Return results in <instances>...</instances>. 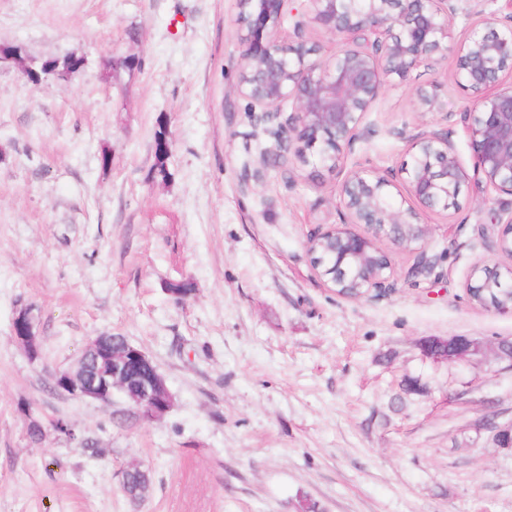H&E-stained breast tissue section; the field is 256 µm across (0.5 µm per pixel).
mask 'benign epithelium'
I'll list each match as a JSON object with an SVG mask.
<instances>
[{"mask_svg": "<svg viewBox=\"0 0 512 512\" xmlns=\"http://www.w3.org/2000/svg\"><path fill=\"white\" fill-rule=\"evenodd\" d=\"M285 2L239 0L243 53L238 91L258 107L253 118L273 140L263 163L292 152L343 175L337 186L344 204L341 222L312 236L309 253L315 254L317 241L324 236L338 241L347 255L376 251L374 274L349 297H377L389 291L391 268L380 242L387 239L413 249L428 235L424 213L448 210L461 186L475 178L509 196L510 210L500 220L502 228L492 248L512 257V246L504 249L505 242H512V86H503L504 74H512V15L477 23L464 0H307L321 27L343 41L333 57L324 59L318 46L303 39L300 12L293 14L295 39L280 36ZM459 17L468 36L457 50L448 45V34ZM450 52L456 56L459 82L474 95L463 110L473 170L461 162L448 131L412 134L411 164L405 173L416 205L398 206L386 191L388 179L363 170L345 173V159L370 134L365 116L389 77L403 78L414 66ZM416 99L423 114L440 108L435 88L417 90ZM285 102L291 103L292 113L282 122ZM353 224L364 230H351ZM13 335L36 357L32 309L17 313ZM433 346L446 349L433 358L447 362L468 361L489 349L471 336L433 337L425 340L423 350L428 353ZM88 350L97 356L96 369L85 373L82 356L75 368L55 372L50 379L58 392L109 403L117 390L147 418H158L171 407L164 380L143 350L126 342L115 351L97 339Z\"/></svg>", "mask_w": 512, "mask_h": 512, "instance_id": "benign-epithelium-1", "label": "benign epithelium"}]
</instances>
